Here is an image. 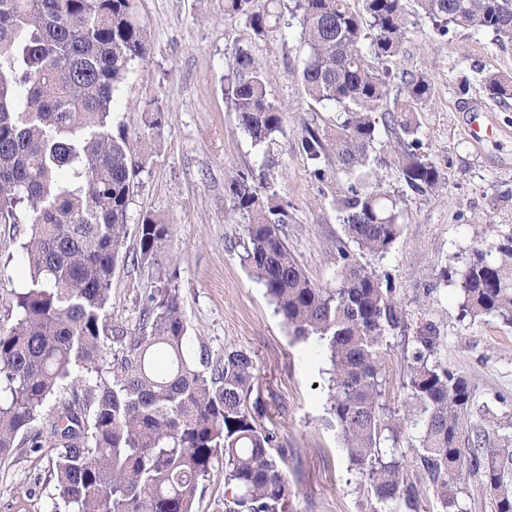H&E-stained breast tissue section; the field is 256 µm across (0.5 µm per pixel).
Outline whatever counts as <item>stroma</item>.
I'll return each instance as SVG.
<instances>
[{
	"label": "stroma",
	"instance_id": "1",
	"mask_svg": "<svg viewBox=\"0 0 512 512\" xmlns=\"http://www.w3.org/2000/svg\"><path fill=\"white\" fill-rule=\"evenodd\" d=\"M137 10L151 54L132 64L115 92L112 123L140 139L149 162L128 207L126 258L112 277L107 321L135 332L145 288L176 270L191 357L238 347L255 360L254 391L268 410L264 424L283 445L290 512H364L370 487L356 477L343 437L330 423L331 364L312 341L294 338L243 265L245 227L224 191L236 172L265 174L267 186L288 203L290 251L311 280L335 287V246L344 236L336 197L353 177L338 170L335 159L317 163L303 151L306 128L333 131L341 114L309 98L300 83L307 49L299 18L284 13L276 29L259 36L247 16L225 15L224 0H138ZM237 46L260 59L271 97L285 114L282 132L262 145L239 125L225 92ZM387 67L390 98L400 95L402 73H422L432 83L434 96L416 115L419 153L436 164L442 181L432 195L408 190L387 158L396 136L379 128L370 153L376 180L402 207L391 250L361 257L395 288L402 312L383 342L384 401L403 414L409 378L404 339L434 324L440 345L432 363L463 374L473 388L469 427L485 434L489 447L512 448V324L492 314L464 315L460 287V273L476 252L497 259L512 236V100L495 103L482 87L486 72H512V44L500 45L477 27L440 35L412 10L403 50ZM148 104L164 115L160 130L145 125ZM475 122L488 129L478 144L466 133ZM318 167L325 171L320 180L313 175ZM147 214L168 222L172 263H137L138 226ZM29 231L26 224H0V279L17 289L29 277L22 250ZM421 432L418 419H403L398 446L407 478L419 490V512H440L418 461ZM50 469L47 451L24 446L0 460V512H63Z\"/></svg>",
	"mask_w": 512,
	"mask_h": 512
}]
</instances>
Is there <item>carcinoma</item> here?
Here are the masks:
<instances>
[{"instance_id": "obj_1", "label": "carcinoma", "mask_w": 512, "mask_h": 512, "mask_svg": "<svg viewBox=\"0 0 512 512\" xmlns=\"http://www.w3.org/2000/svg\"><path fill=\"white\" fill-rule=\"evenodd\" d=\"M277 0H224V14L250 19L256 34L276 26ZM439 27L478 26L512 42V0H414ZM308 47L299 79L318 102L345 119L321 136L305 130L302 147L318 161L356 175L336 197L347 236L372 254L388 253L400 234L398 200L364 190L374 170L369 150L379 120L400 134L397 167L409 190L432 194L441 173L418 154L416 114L432 98L423 74L403 80V98L375 113L388 96L386 63L399 54L404 0H296ZM136 0H0V224H30L22 245L26 286L11 292L10 326L0 325V457L15 440L53 452L51 476L65 512H196L200 482L224 463V512H288L290 493L274 454L278 435L252 398L256 364L228 347L189 357L179 289L144 292L139 328L107 323L112 275L127 233L135 181L146 159L123 129L112 130V100L131 64L149 57ZM228 94L238 122L258 145L285 122L270 97L260 60L233 52ZM490 99H512V72L483 77ZM244 220V265L264 286L295 337L313 339L332 366L330 414L344 437L356 477L375 499L369 512L417 507L396 448L400 427L381 402V346L400 323L394 288L382 286L344 242L336 244L339 283L313 282L288 249V205L268 194L262 177L239 171L225 183ZM168 224L147 215L138 229L140 261L164 255ZM501 258L483 255L461 274L463 311L512 323V237ZM411 345L409 399L422 423L418 459L442 512H457V480L466 467L483 473L496 512H512V454L474 447L467 435L473 392L468 379L429 363L439 346L431 324ZM49 425L32 423L64 381Z\"/></svg>"}]
</instances>
